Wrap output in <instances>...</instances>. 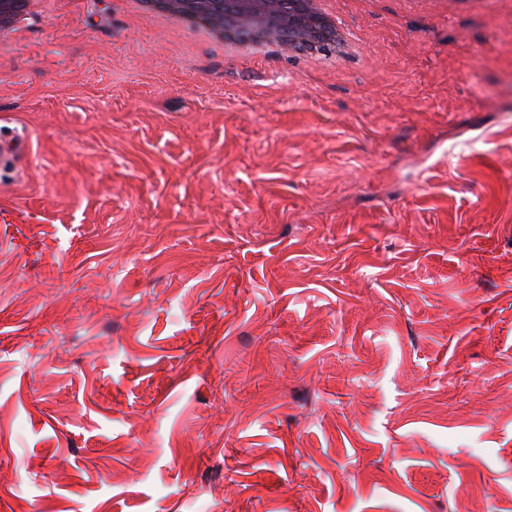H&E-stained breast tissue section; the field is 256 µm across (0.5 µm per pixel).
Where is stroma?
I'll return each instance as SVG.
<instances>
[{
	"mask_svg": "<svg viewBox=\"0 0 512 512\" xmlns=\"http://www.w3.org/2000/svg\"><path fill=\"white\" fill-rule=\"evenodd\" d=\"M335 6L0 40V512H512V0ZM29 141L24 135L12 136L8 141H0V171L19 169L28 149Z\"/></svg>",
	"mask_w": 512,
	"mask_h": 512,
	"instance_id": "35a3bbf8",
	"label": "stroma"
}]
</instances>
